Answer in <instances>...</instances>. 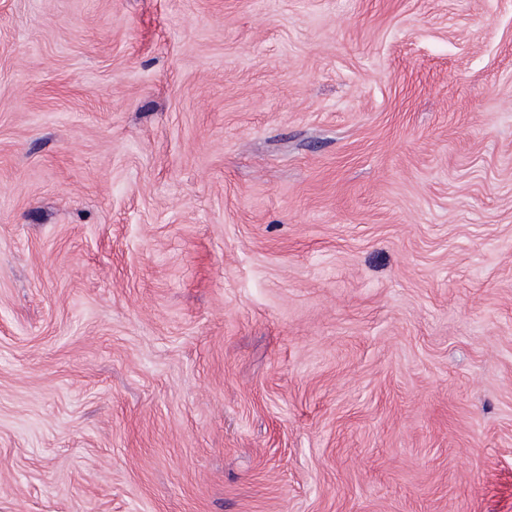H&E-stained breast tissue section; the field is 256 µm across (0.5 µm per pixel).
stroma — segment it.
Returning <instances> with one entry per match:
<instances>
[{"label":"stroma","instance_id":"stroma-1","mask_svg":"<svg viewBox=\"0 0 512 512\" xmlns=\"http://www.w3.org/2000/svg\"><path fill=\"white\" fill-rule=\"evenodd\" d=\"M0 512H512V0H0Z\"/></svg>","mask_w":512,"mask_h":512}]
</instances>
